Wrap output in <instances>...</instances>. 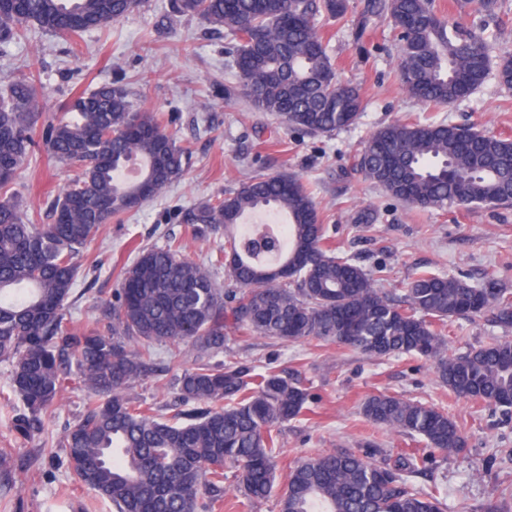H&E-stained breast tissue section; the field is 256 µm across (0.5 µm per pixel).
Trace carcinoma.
<instances>
[{
	"mask_svg": "<svg viewBox=\"0 0 512 512\" xmlns=\"http://www.w3.org/2000/svg\"><path fill=\"white\" fill-rule=\"evenodd\" d=\"M139 0H0V49L32 24L59 36L102 29L132 12ZM172 12L197 17L229 38L238 87L260 112L303 132L331 133L360 117L359 91L336 79L320 33L323 18L339 19L346 0H173ZM389 15L399 43V73L409 97L435 106L468 96L489 64L476 34L452 27L432 0H367L357 37L369 19ZM34 76L0 88V361L10 363L12 417L18 438L31 441L76 377L83 411L61 441L72 480L112 505L113 512H213L241 499H266L283 454L281 427L308 410L303 383L275 368L261 372L229 361L224 323L288 343H334L371 357L414 355L435 363L439 381L456 396L512 412V340L502 339L448 356V320L490 315L512 327V295L488 283L420 270L407 283L405 304L376 288L374 278L329 244L308 186L276 174L253 177L186 210L192 236L230 235L202 267L170 241L142 250L120 270L116 304L105 320L71 326L64 310L78 275V256L112 219L155 198L185 171L186 149L176 145L157 115L132 105L127 88L107 83L68 100L69 121L48 122L40 140ZM76 163L73 185L38 224L18 201L13 184L37 151ZM358 169L394 198L424 209L494 206L512 202V140L451 123L394 122L374 131ZM274 210L278 227L245 224V215ZM301 259L290 279L274 269ZM225 267L232 288H218L211 269ZM192 348L176 366L180 409L163 417L129 394L151 371L153 346ZM369 422L426 450L374 461L352 450L322 451L290 467L281 512H443L442 492L425 493L409 477L435 456L465 449L460 424L444 411L387 395L367 397ZM237 471L233 495L224 466Z\"/></svg>",
	"mask_w": 512,
	"mask_h": 512,
	"instance_id": "obj_1",
	"label": "carcinoma"
}]
</instances>
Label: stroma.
<instances>
[{"instance_id":"stroma-1","label":"stroma","mask_w":512,"mask_h":512,"mask_svg":"<svg viewBox=\"0 0 512 512\" xmlns=\"http://www.w3.org/2000/svg\"><path fill=\"white\" fill-rule=\"evenodd\" d=\"M365 0H349L346 15L329 25V54L340 81L358 86V122L332 134H304L276 116L252 108L239 91L223 34L195 18L177 17L169 0H141L107 29L69 39L28 27L22 40L0 52V78H36L40 100L36 128L64 120L65 102L103 83L125 85L134 105L161 113L167 130L189 150L184 174L159 197L107 225L82 250L81 268L69 299L67 320L103 317L118 286L117 274L142 249L169 238L187 244L189 259L203 263L213 241L193 239L179 211L223 196L256 175L290 174L312 188L333 246L352 256L389 297L399 299L412 275L428 269L475 284L493 282L512 293V203L495 208L421 209L388 195L355 167L364 140L393 121L431 120L474 124L490 135L512 139V87L499 65L512 57V0H495L491 13L474 12L469 0H437L454 26L481 27L490 60L483 84L450 107L426 108L405 92L398 48L389 17L375 19L363 40L355 30ZM72 164L38 155L19 171L14 190L25 210L47 223L51 200L74 179ZM448 355L506 336L512 328L484 317L449 320ZM171 346L154 348L152 373L133 394L160 414L178 404L169 372ZM224 359L298 376L309 389L308 410L281 428L283 453L277 483L294 461L314 453L375 442L383 456L419 448L420 440L399 436L368 422L364 399L387 393L443 408L461 424L463 453L437 456L427 474L416 477L423 490L446 487V512H484L496 504L512 512V414L456 397L440 384L432 362L410 356L375 359L331 344L274 342L224 329ZM10 367L0 362V451L16 468L0 473V512H112L92 491L74 484L65 463L37 456L56 448L81 409L79 394L65 393L40 439L25 442L11 427L15 403L6 400Z\"/></svg>"}]
</instances>
